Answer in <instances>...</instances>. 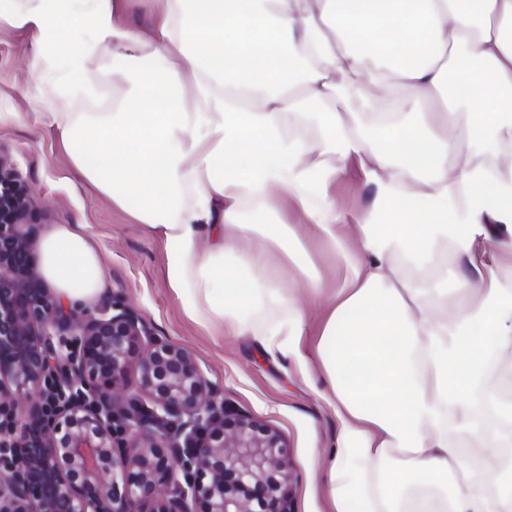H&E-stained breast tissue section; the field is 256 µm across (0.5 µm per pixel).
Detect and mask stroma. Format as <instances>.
Segmentation results:
<instances>
[{
  "instance_id": "35a3bbf8",
  "label": "stroma",
  "mask_w": 512,
  "mask_h": 512,
  "mask_svg": "<svg viewBox=\"0 0 512 512\" xmlns=\"http://www.w3.org/2000/svg\"><path fill=\"white\" fill-rule=\"evenodd\" d=\"M39 33L0 16V158L27 186L31 223L86 225L104 256L109 291L99 306L120 301L133 309L154 335L184 347L193 356L219 402L275 430L288 446L291 512H330L322 493L326 470L311 473L312 456L329 458L340 422L321 398L322 379L308 380L296 359L263 353L248 336H224L190 321L165 278L162 244L145 236L129 213L103 195L71 164L45 103L54 93L40 78L47 61L38 58ZM336 208L352 221L371 198L357 165L345 163L331 189ZM288 221L298 227L311 258L306 266L284 261L282 277L300 287L317 275L326 287L342 278L343 264L325 251L296 204Z\"/></svg>"
}]
</instances>
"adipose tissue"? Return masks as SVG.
<instances>
[{
	"mask_svg": "<svg viewBox=\"0 0 512 512\" xmlns=\"http://www.w3.org/2000/svg\"><path fill=\"white\" fill-rule=\"evenodd\" d=\"M161 2L146 42L124 28L121 0H20L15 19L42 51L87 32L57 63L65 94L83 92L90 59L114 48L115 110L51 115L72 164L116 206L136 200L188 319L269 355L298 354L308 321L279 262L303 255L301 238L264 216L294 200L342 260L315 346L341 423L324 488L334 512H512V485L476 472L445 426L452 416L471 431L490 355L512 352V277L487 249L498 224L512 253V0ZM452 78L470 111L449 103ZM306 100L374 188L352 225L328 193L339 168L313 161L296 132ZM246 201L256 221L242 220ZM444 249L454 291L395 276V258L430 265ZM34 251L66 304L104 294L85 225H53ZM267 306L281 316L259 318Z\"/></svg>",
	"mask_w": 512,
	"mask_h": 512,
	"instance_id": "obj_1",
	"label": "adipose tissue"
}]
</instances>
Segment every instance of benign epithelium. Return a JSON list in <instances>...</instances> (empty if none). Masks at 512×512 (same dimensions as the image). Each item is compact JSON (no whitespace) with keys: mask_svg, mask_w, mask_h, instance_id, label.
I'll return each instance as SVG.
<instances>
[{"mask_svg":"<svg viewBox=\"0 0 512 512\" xmlns=\"http://www.w3.org/2000/svg\"><path fill=\"white\" fill-rule=\"evenodd\" d=\"M27 218V191L0 159V512H290L282 438L217 411L191 354L120 302L64 312ZM163 422L195 435L177 496L186 467Z\"/></svg>","mask_w":512,"mask_h":512,"instance_id":"7a95c632","label":"benign epithelium"}]
</instances>
